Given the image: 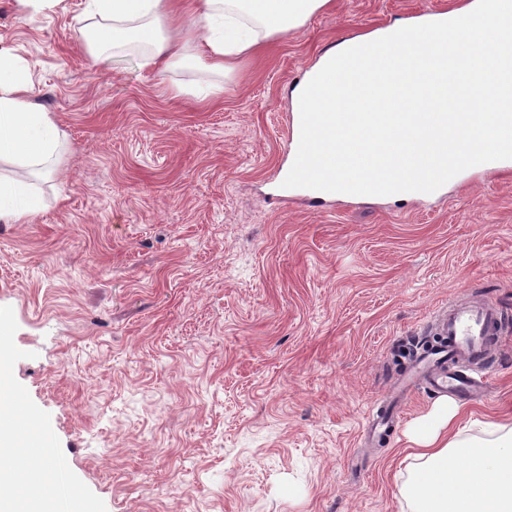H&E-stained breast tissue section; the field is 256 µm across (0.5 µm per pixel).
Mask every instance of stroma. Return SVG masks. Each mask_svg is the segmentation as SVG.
Returning <instances> with one entry per match:
<instances>
[{
  "label": "stroma",
  "mask_w": 512,
  "mask_h": 512,
  "mask_svg": "<svg viewBox=\"0 0 512 512\" xmlns=\"http://www.w3.org/2000/svg\"><path fill=\"white\" fill-rule=\"evenodd\" d=\"M470 2L329 0L218 76L94 62L85 0H0L67 145L41 210L0 223V356L83 512H409L404 433L439 395L401 382L463 298L504 327L470 433L512 422V172L430 201L272 197L290 91L327 50Z\"/></svg>",
  "instance_id": "obj_1"
}]
</instances>
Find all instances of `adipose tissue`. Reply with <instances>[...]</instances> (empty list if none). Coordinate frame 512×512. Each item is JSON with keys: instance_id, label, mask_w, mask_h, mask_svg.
Returning <instances> with one entry per match:
<instances>
[{"instance_id": "obj_1", "label": "adipose tissue", "mask_w": 512, "mask_h": 512, "mask_svg": "<svg viewBox=\"0 0 512 512\" xmlns=\"http://www.w3.org/2000/svg\"><path fill=\"white\" fill-rule=\"evenodd\" d=\"M102 27L86 40L93 57L134 43L148 51L144 66L190 63L229 72L275 36L303 26L328 0H88ZM191 17L196 39L178 37ZM23 62L0 50V222L36 213V182L58 171L61 131L50 113L29 100ZM459 406L441 400L412 421L406 435L408 476L402 484L410 512H512V426L493 424L489 440L464 437Z\"/></svg>"}]
</instances>
